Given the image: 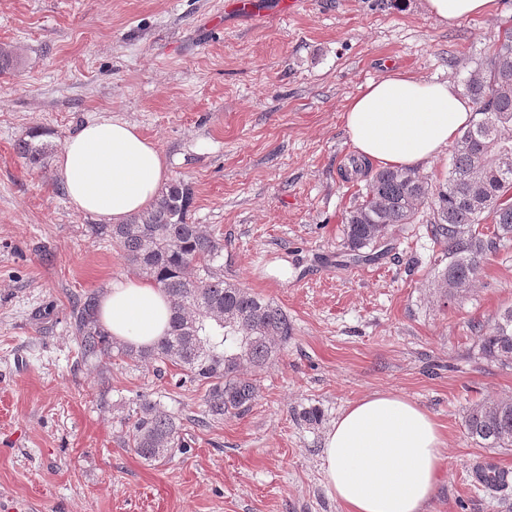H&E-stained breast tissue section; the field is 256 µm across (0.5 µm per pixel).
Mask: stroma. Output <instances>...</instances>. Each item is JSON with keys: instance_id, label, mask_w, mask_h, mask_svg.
<instances>
[{"instance_id": "obj_1", "label": "stroma", "mask_w": 512, "mask_h": 512, "mask_svg": "<svg viewBox=\"0 0 512 512\" xmlns=\"http://www.w3.org/2000/svg\"><path fill=\"white\" fill-rule=\"evenodd\" d=\"M0 0V512H342L321 462L326 432L377 391L429 412L446 438L426 512H512V487L475 484V460L512 471V448L466 434L473 404L512 398V363L482 358L478 332L512 307V249L442 301L443 247L425 219L357 261L344 219L374 173L342 114L397 68L463 88L512 27V0L450 28L423 0ZM136 124L190 223L224 243L225 279L273 300L293 334L258 377L250 409L206 419L205 388L175 368L82 362L71 314L137 270L97 219L71 208L54 162L15 151L37 133L61 150L86 121ZM179 417L189 452L148 464L124 447L140 397Z\"/></svg>"}]
</instances>
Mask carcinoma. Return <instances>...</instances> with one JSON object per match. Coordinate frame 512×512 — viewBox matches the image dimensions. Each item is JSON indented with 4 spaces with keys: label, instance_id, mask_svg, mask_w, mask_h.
I'll use <instances>...</instances> for the list:
<instances>
[{
    "label": "carcinoma",
    "instance_id": "1",
    "mask_svg": "<svg viewBox=\"0 0 512 512\" xmlns=\"http://www.w3.org/2000/svg\"><path fill=\"white\" fill-rule=\"evenodd\" d=\"M473 118L453 147L448 177L434 184L411 169L384 168L369 179L361 203L345 218L349 251L373 246L397 224L415 223L427 209L432 236L445 247V265L435 274L443 299L467 293L486 258L512 247V31L476 64L464 84ZM28 133L17 154L36 165L48 146ZM191 190L182 181L162 189L146 210L122 224H99L125 259L163 288L173 309L170 330L151 347L112 342L94 316L96 299L73 309L82 359L112 357L144 366L170 363L181 378L206 386L207 415L220 420L245 412L255 400L256 376L271 365L292 334L288 314L273 302L224 280L215 265L224 246L201 225L187 221ZM491 361L512 362V307L478 335ZM469 437L483 448L512 447V399L476 404L464 416ZM182 424L159 403L140 400L123 444L147 463L187 450Z\"/></svg>",
    "mask_w": 512,
    "mask_h": 512
}]
</instances>
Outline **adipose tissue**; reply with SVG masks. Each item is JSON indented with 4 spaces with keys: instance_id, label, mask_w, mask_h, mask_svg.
<instances>
[{
    "instance_id": "ef3b65f1",
    "label": "adipose tissue",
    "mask_w": 512,
    "mask_h": 512,
    "mask_svg": "<svg viewBox=\"0 0 512 512\" xmlns=\"http://www.w3.org/2000/svg\"><path fill=\"white\" fill-rule=\"evenodd\" d=\"M493 0H424L448 26L483 16ZM343 120L358 158L413 167L439 157L472 120V104L452 85L393 71L365 83ZM57 170L70 205L118 224L149 207L169 166L134 123L99 117L69 136ZM97 316L113 340L141 348L165 335L171 303L147 280L112 283ZM445 436L418 404L378 392L351 403L325 434L321 453L329 494L343 512H425L441 475Z\"/></svg>"
}]
</instances>
